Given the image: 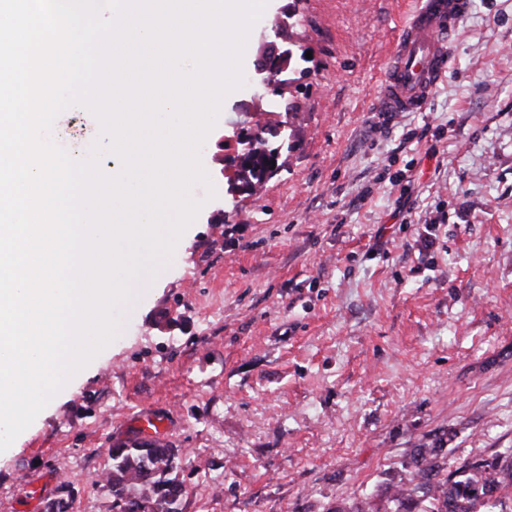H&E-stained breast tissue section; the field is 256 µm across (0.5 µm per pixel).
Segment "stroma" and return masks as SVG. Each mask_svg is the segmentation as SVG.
<instances>
[{
  "label": "stroma",
  "mask_w": 512,
  "mask_h": 512,
  "mask_svg": "<svg viewBox=\"0 0 512 512\" xmlns=\"http://www.w3.org/2000/svg\"><path fill=\"white\" fill-rule=\"evenodd\" d=\"M416 0H269L200 161L189 242L112 353L0 453V506L113 512L99 477L141 409L170 422L182 512H339L411 448H512V0H470L448 77L366 109ZM311 52L269 89L271 49ZM261 124L278 169L228 192ZM430 127L423 140L407 133Z\"/></svg>",
  "instance_id": "35a3bbf8"
}]
</instances>
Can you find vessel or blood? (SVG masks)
Instances as JSON below:
<instances>
[{
	"label": "vessel or blood",
	"instance_id": "1",
	"mask_svg": "<svg viewBox=\"0 0 512 512\" xmlns=\"http://www.w3.org/2000/svg\"><path fill=\"white\" fill-rule=\"evenodd\" d=\"M392 43L368 109L393 117L422 110L448 71L454 36L469 0H417Z\"/></svg>",
	"mask_w": 512,
	"mask_h": 512
}]
</instances>
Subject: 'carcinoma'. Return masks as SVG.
I'll return each mask as SVG.
<instances>
[{"instance_id":"obj_1","label":"carcinoma","mask_w":512,"mask_h":512,"mask_svg":"<svg viewBox=\"0 0 512 512\" xmlns=\"http://www.w3.org/2000/svg\"><path fill=\"white\" fill-rule=\"evenodd\" d=\"M272 154L257 142L245 153L241 170L253 179L263 177ZM109 455L114 512H180L184 488L176 449L136 442L116 445ZM407 468L410 478L387 488L391 512H480L487 505L503 507L512 497V448L457 464L443 443L422 444L412 449Z\"/></svg>"}]
</instances>
